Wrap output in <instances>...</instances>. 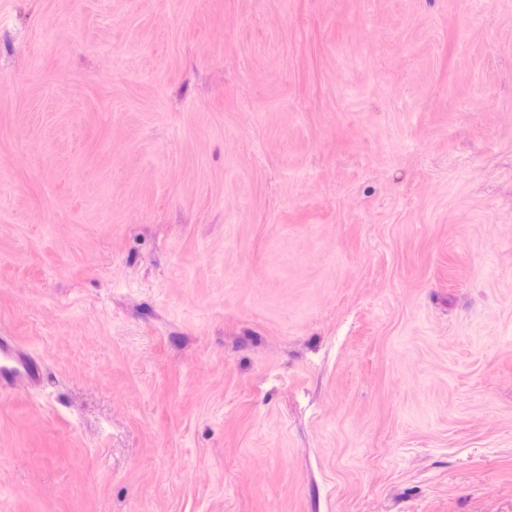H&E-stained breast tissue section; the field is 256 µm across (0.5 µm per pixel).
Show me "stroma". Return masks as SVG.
Masks as SVG:
<instances>
[{
    "label": "stroma",
    "instance_id": "35a3bbf8",
    "mask_svg": "<svg viewBox=\"0 0 512 512\" xmlns=\"http://www.w3.org/2000/svg\"><path fill=\"white\" fill-rule=\"evenodd\" d=\"M0 512H512V0H0ZM42 377L40 364L20 348L13 336H0L1 392H18L35 386Z\"/></svg>",
    "mask_w": 512,
    "mask_h": 512
}]
</instances>
